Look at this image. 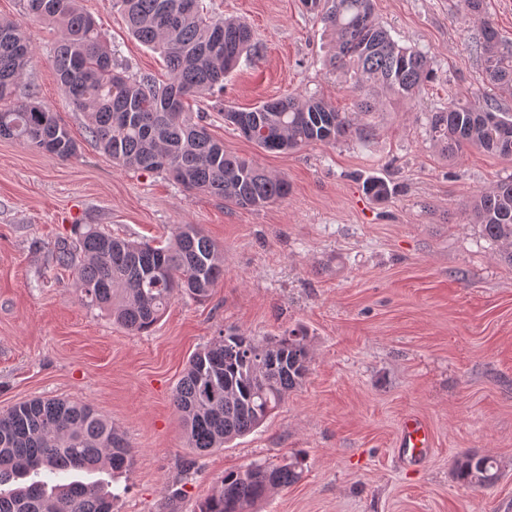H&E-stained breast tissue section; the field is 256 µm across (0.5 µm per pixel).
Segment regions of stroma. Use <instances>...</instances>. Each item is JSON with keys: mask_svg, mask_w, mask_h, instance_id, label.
Listing matches in <instances>:
<instances>
[{"mask_svg": "<svg viewBox=\"0 0 512 512\" xmlns=\"http://www.w3.org/2000/svg\"><path fill=\"white\" fill-rule=\"evenodd\" d=\"M245 20L260 53L193 103L227 151L284 177L288 196L261 210L189 191L151 172L113 165L87 136L59 87L58 27L0 0V22L21 25L34 48L24 78L80 144L62 160L0 138V411L36 399L91 404L134 455L121 512H197L229 471L304 459L300 479L272 490L259 512H512V265L470 223L468 203L512 180V158L464 149L444 156L430 115L448 101L492 98L512 113V91L483 81L476 46L484 22L512 46V0H374L399 44L425 52L434 78L414 99L369 116L368 138L261 150L218 111L317 94L353 113L359 98L326 63L328 37L301 0H205ZM119 63L165 80L160 54L127 30L112 0H81ZM393 187L383 200L363 183ZM76 224L159 244L197 224L224 249V278L204 301L176 297L147 333L134 334L83 304L53 249ZM307 335L303 383L255 432L198 456L185 448L172 403L190 357L234 329L271 340ZM423 419L427 457L403 462L402 422ZM497 459L493 486L450 474L453 457Z\"/></svg>", "mask_w": 512, "mask_h": 512, "instance_id": "obj_1", "label": "stroma"}]
</instances>
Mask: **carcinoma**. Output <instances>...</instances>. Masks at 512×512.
Returning a JSON list of instances; mask_svg holds the SVG:
<instances>
[{"mask_svg":"<svg viewBox=\"0 0 512 512\" xmlns=\"http://www.w3.org/2000/svg\"><path fill=\"white\" fill-rule=\"evenodd\" d=\"M303 4L330 35L329 66L364 95L359 111H375L366 96L371 90L390 100L411 99L433 78L427 55L399 44L377 22L373 0ZM23 7L27 15L61 27L54 47L57 82L84 114L89 138L113 164L164 174L243 209L259 210L288 195L287 180L224 149L208 132L207 114L191 112L187 104L223 87L242 56L259 53L246 22L209 13L204 0H112L130 34L163 55L168 78L160 83L119 66L80 0H23ZM479 53L488 84L511 88L512 49L488 22ZM32 56L22 28L0 23V137L68 160L78 155L79 144L67 124L34 95L18 94ZM219 115L267 152L334 144L354 130L365 137L371 132L370 124L355 125L351 115L314 95L275 98L250 111L227 107ZM430 127L449 157L466 147L512 157V114L498 111L490 98L439 108ZM364 188L377 199L392 194L380 177L366 179ZM469 215L512 265V181L473 199ZM54 256L72 271L82 301L136 334L149 331L175 295L204 300L224 278V249L197 224L176 225L164 247L76 224L74 238L58 242ZM309 362L305 336L294 330L268 342L235 331L216 337L191 357L175 390L185 447L218 450L255 431L302 383ZM97 466L115 482L131 471L133 453L124 435L91 406L35 399L0 412V486L34 476L27 485L0 491V512H119L121 494L109 491L108 483L64 478L71 470ZM301 472L298 456L226 472L198 512H257L272 490L295 483ZM451 473L458 483L480 489L499 479L500 467L489 455L463 453Z\"/></svg>","mask_w":512,"mask_h":512,"instance_id":"cac0c4a2","label":"carcinoma"}]
</instances>
